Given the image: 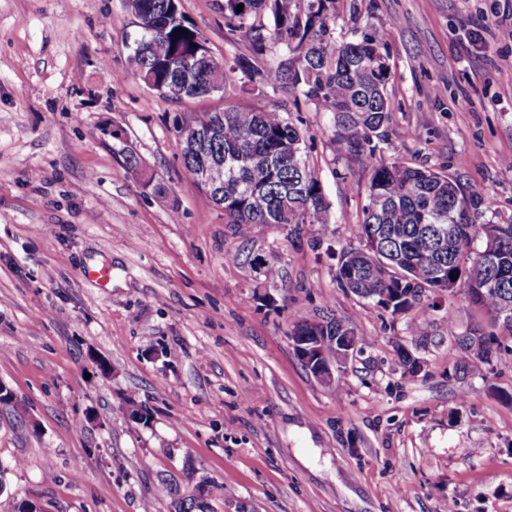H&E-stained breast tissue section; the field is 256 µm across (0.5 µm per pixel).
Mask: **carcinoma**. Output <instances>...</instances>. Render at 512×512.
<instances>
[{"instance_id":"cac0c4a2","label":"carcinoma","mask_w":512,"mask_h":512,"mask_svg":"<svg viewBox=\"0 0 512 512\" xmlns=\"http://www.w3.org/2000/svg\"><path fill=\"white\" fill-rule=\"evenodd\" d=\"M303 2L301 7L298 0H224L226 25L251 41V58L230 64L211 54L178 0H136L141 27L129 47V68L175 100L210 98L239 71L259 90L287 88L332 113L338 141L369 175L360 224L365 245L341 255L338 285L393 313L414 308L426 288L462 287L496 331L473 328L456 336L454 373L492 365L501 352L500 337L512 340V315H500L503 304L512 303V223H475L472 199L447 174L386 162L376 154L372 142L384 137L392 114L391 72L381 62L388 32L373 28L338 41L336 0ZM271 41L283 46L273 64L265 61ZM182 124L210 134L203 155L181 154L193 185L201 187L203 160H224V185L211 196L224 211V223L256 235L274 224H293L300 232L306 224L328 223L329 205L303 154L302 130L290 117L265 105H231L196 112ZM477 241L482 247L475 250ZM452 273L458 278L451 279ZM340 329L351 331L328 313L300 317L293 327L308 336H329L323 347L331 360L336 358L332 336ZM161 492L171 496L174 512H211L210 498L224 494V486L210 483L208 498L200 502L179 496L177 486L166 481Z\"/></svg>"}]
</instances>
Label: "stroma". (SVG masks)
Here are the masks:
<instances>
[{"label":"stroma","instance_id":"stroma-1","mask_svg":"<svg viewBox=\"0 0 512 512\" xmlns=\"http://www.w3.org/2000/svg\"><path fill=\"white\" fill-rule=\"evenodd\" d=\"M179 8L217 59L250 56L224 0ZM373 25L389 32L381 156L447 173L477 223L512 222V0H362L356 14L341 0L337 39ZM136 32L123 0H0V382L15 395L0 406V512H171L158 479L190 495L188 467L223 485L213 512H512V355L453 376L457 334L488 324L464 293L394 316L338 286L340 252L363 245L368 175L331 115L281 89L261 98L302 128L327 226L235 232L187 181L173 118L248 101L243 81L162 97L129 69ZM325 305L362 341L339 392L289 339ZM401 347L423 358L418 376Z\"/></svg>","mask_w":512,"mask_h":512}]
</instances>
